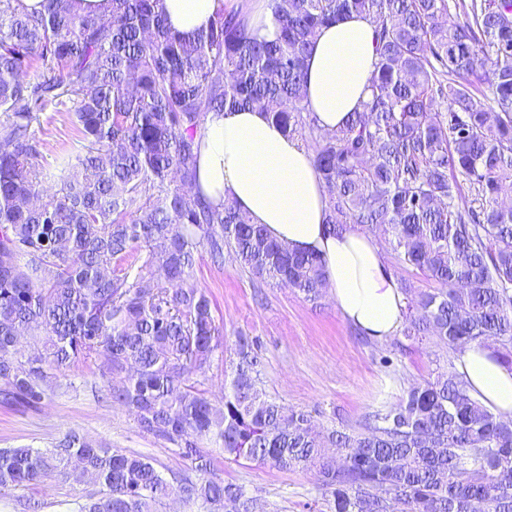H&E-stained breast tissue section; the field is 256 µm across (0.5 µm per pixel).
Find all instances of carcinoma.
Here are the masks:
<instances>
[{
	"mask_svg": "<svg viewBox=\"0 0 512 512\" xmlns=\"http://www.w3.org/2000/svg\"><path fill=\"white\" fill-rule=\"evenodd\" d=\"M111 2L93 18L82 0L31 12L0 0V404L36 409L52 377L93 362L104 396L195 476L167 479L68 431L45 449L0 448V491L60 477L88 487L72 512H166L174 496L252 512L204 455L212 443L227 460L316 470L334 512H512V418L458 373L323 430L267 396L258 344L241 337L214 400L201 377L220 330L187 285L205 252L310 301L328 290L319 255L194 191L207 114L258 109L311 150L329 230L374 234L438 284L402 288L394 346L475 344L511 369L512 0H269L271 40L244 2L191 34L172 31L162 0ZM353 13L375 26L370 95L325 131L305 103L306 59L321 28ZM69 102L83 151L50 171L34 124Z\"/></svg>",
	"mask_w": 512,
	"mask_h": 512,
	"instance_id": "obj_1",
	"label": "carcinoma"
}]
</instances>
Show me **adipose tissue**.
<instances>
[{"label": "adipose tissue", "mask_w": 512, "mask_h": 512, "mask_svg": "<svg viewBox=\"0 0 512 512\" xmlns=\"http://www.w3.org/2000/svg\"><path fill=\"white\" fill-rule=\"evenodd\" d=\"M163 7L173 30L193 33L209 24L218 0H164ZM375 60L369 18L354 14L321 30L306 69V103L321 128L342 126L366 101ZM195 189L216 204L232 194L252 223L264 225L273 238L318 252L330 295L347 323L379 340L401 329L404 294L375 238L352 229L329 232L325 190L310 152L265 113H208ZM455 370L483 405L512 416L511 369L470 345L459 352Z\"/></svg>", "instance_id": "obj_1"}]
</instances>
